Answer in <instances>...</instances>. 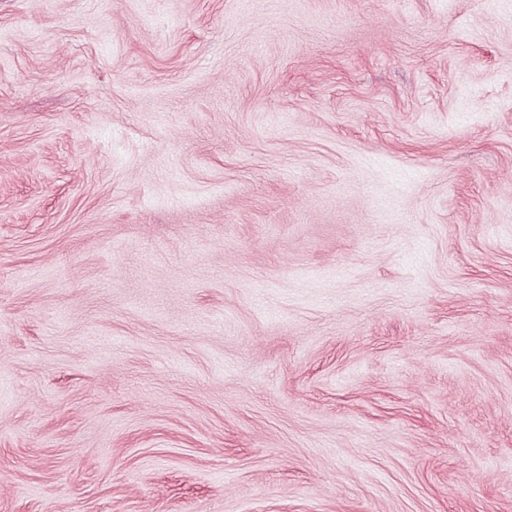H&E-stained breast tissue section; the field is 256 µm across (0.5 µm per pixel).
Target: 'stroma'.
<instances>
[{
  "label": "stroma",
  "instance_id": "35a3bbf8",
  "mask_svg": "<svg viewBox=\"0 0 512 512\" xmlns=\"http://www.w3.org/2000/svg\"><path fill=\"white\" fill-rule=\"evenodd\" d=\"M0 512H512V0H0Z\"/></svg>",
  "mask_w": 512,
  "mask_h": 512
}]
</instances>
